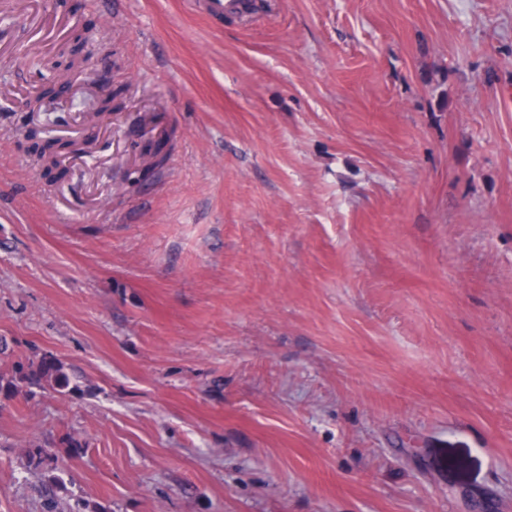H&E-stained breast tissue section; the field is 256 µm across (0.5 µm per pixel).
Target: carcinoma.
<instances>
[{
    "instance_id": "carcinoma-1",
    "label": "carcinoma",
    "mask_w": 512,
    "mask_h": 512,
    "mask_svg": "<svg viewBox=\"0 0 512 512\" xmlns=\"http://www.w3.org/2000/svg\"><path fill=\"white\" fill-rule=\"evenodd\" d=\"M89 41L85 31L77 32L70 38L66 55L69 66L73 67L86 60ZM48 387L61 393L77 390V387L71 385L70 375L63 363L50 353H44L38 360L27 364L18 362L12 366L11 375H0V399L10 400L19 395L34 396ZM27 458L29 467L37 470L49 460L50 455L46 448L34 444L29 448Z\"/></svg>"
}]
</instances>
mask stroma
<instances>
[{
	"label": "stroma",
	"instance_id": "obj_1",
	"mask_svg": "<svg viewBox=\"0 0 512 512\" xmlns=\"http://www.w3.org/2000/svg\"><path fill=\"white\" fill-rule=\"evenodd\" d=\"M22 2L0 370L48 352L78 389L0 402V512H512V0L218 27L182 0ZM75 26L121 113L89 82L18 109ZM49 119L94 145L62 181L24 136Z\"/></svg>",
	"mask_w": 512,
	"mask_h": 512
}]
</instances>
